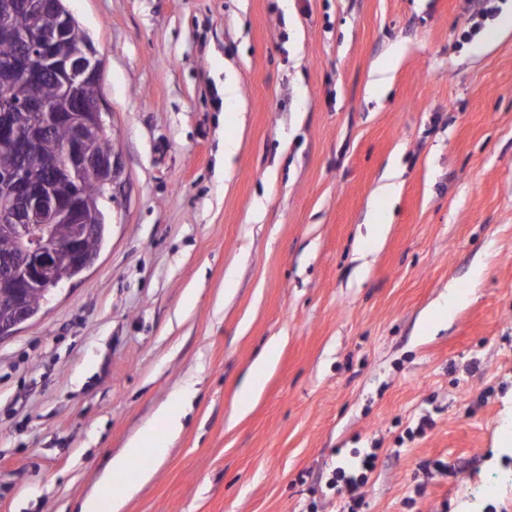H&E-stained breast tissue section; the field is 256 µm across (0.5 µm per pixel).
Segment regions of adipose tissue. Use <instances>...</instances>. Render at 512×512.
<instances>
[{
    "mask_svg": "<svg viewBox=\"0 0 512 512\" xmlns=\"http://www.w3.org/2000/svg\"><path fill=\"white\" fill-rule=\"evenodd\" d=\"M278 346V341H269L253 362L248 375L240 385L242 400L237 408L238 414H246L250 409L252 400L260 393L261 381L275 363ZM156 421L159 429L152 432L150 439H134L121 454L109 459L104 470V480L111 481L112 477L135 469L139 470L141 480L149 479V472H143L139 469L144 455L149 453L158 458L165 456L167 439L176 436L183 427L181 417L171 414L164 408L158 411Z\"/></svg>",
    "mask_w": 512,
    "mask_h": 512,
    "instance_id": "adipose-tissue-1",
    "label": "adipose tissue"
}]
</instances>
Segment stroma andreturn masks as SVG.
Listing matches in <instances>:
<instances>
[{"mask_svg":"<svg viewBox=\"0 0 512 512\" xmlns=\"http://www.w3.org/2000/svg\"><path fill=\"white\" fill-rule=\"evenodd\" d=\"M64 3L127 188L0 340V512L111 497L165 406L184 427L122 512H346L355 477L358 512H512V482L471 503L512 474V29L485 37L512 0ZM278 346V341L272 339L253 362L248 375L240 385L242 400L237 408L238 415L246 414L250 409L251 401L260 393L262 378L273 367L278 352Z\"/></svg>","mask_w":512,"mask_h":512,"instance_id":"1","label":"stroma"}]
</instances>
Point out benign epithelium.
<instances>
[{"mask_svg":"<svg viewBox=\"0 0 512 512\" xmlns=\"http://www.w3.org/2000/svg\"><path fill=\"white\" fill-rule=\"evenodd\" d=\"M19 12L51 13L56 22L50 29H20L12 21ZM75 25L61 0H0V41L17 45L13 56L0 60V74L7 77V87L0 93V146L27 161L41 153L53 128L62 125L67 130L63 161L46 164L43 182H30L23 166L0 175V236L11 241L10 250L0 254V277L12 288L11 316L0 322V340L39 314L30 302L32 293L45 302L95 263L98 252L86 248L85 242L103 241L107 224L79 191L82 180L94 176L114 203L125 187L118 151L94 147L97 138L111 134L98 98L101 60L95 48L87 41L68 54L56 52ZM48 79L60 91L56 103L39 93ZM16 87L24 90L18 100L12 94ZM19 111L31 117L23 126L15 122ZM64 179L71 182L66 197L55 191L56 183ZM57 224L72 225L70 236L57 237ZM60 252L70 258L67 276L56 272Z\"/></svg>","mask_w":512,"mask_h":512,"instance_id":"benign-epithelium-1","label":"benign epithelium"}]
</instances>
